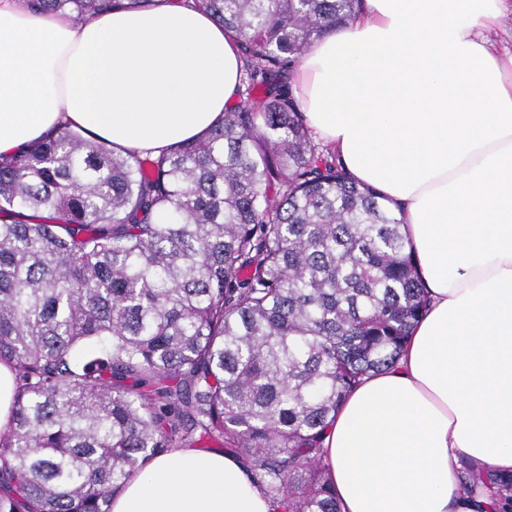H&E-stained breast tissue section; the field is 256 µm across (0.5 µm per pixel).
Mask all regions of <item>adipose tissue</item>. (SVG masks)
<instances>
[{"label":"adipose tissue","instance_id":"1","mask_svg":"<svg viewBox=\"0 0 512 512\" xmlns=\"http://www.w3.org/2000/svg\"><path fill=\"white\" fill-rule=\"evenodd\" d=\"M242 60L210 14L165 0L86 22L0 0V155L63 127L138 153L201 136ZM314 136L404 221L428 306L397 363L324 438L341 512H489L463 465L512 474V0H361L300 57ZM230 453L166 449L111 512H276Z\"/></svg>","mask_w":512,"mask_h":512}]
</instances>
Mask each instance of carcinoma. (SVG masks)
I'll return each instance as SVG.
<instances>
[{
	"mask_svg": "<svg viewBox=\"0 0 512 512\" xmlns=\"http://www.w3.org/2000/svg\"><path fill=\"white\" fill-rule=\"evenodd\" d=\"M153 0H27L78 22ZM359 0H190L237 42L224 122L142 157L66 128L0 160V512H111L154 456L233 446L279 512H340L327 428L395 364L427 294L404 225L291 86ZM512 512V477L465 466ZM16 388L12 366L6 361H0V433H7L11 428Z\"/></svg>",
	"mask_w": 512,
	"mask_h": 512,
	"instance_id": "carcinoma-1",
	"label": "carcinoma"
}]
</instances>
